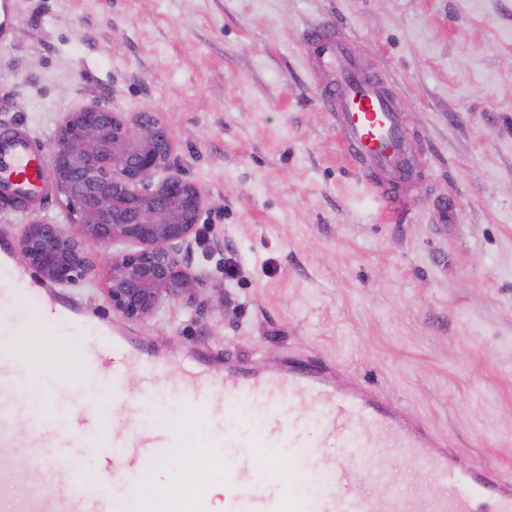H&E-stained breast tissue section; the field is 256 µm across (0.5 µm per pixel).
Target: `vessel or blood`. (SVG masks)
<instances>
[{
    "instance_id": "vessel-or-blood-1",
    "label": "vessel or blood",
    "mask_w": 512,
    "mask_h": 512,
    "mask_svg": "<svg viewBox=\"0 0 512 512\" xmlns=\"http://www.w3.org/2000/svg\"><path fill=\"white\" fill-rule=\"evenodd\" d=\"M340 28L311 30L305 45L309 67L339 132L355 172L386 213L396 221L407 215L404 191L417 171L406 139L405 107L384 76L362 65ZM47 156L27 130L0 134V202L25 207L46 194ZM9 288L0 289V327L10 340L0 343V447H17L13 419L34 373L22 340L29 320L8 305ZM68 363L96 375L112 373L114 397H122L124 369L140 366L145 416L163 411L158 400L164 364L139 359L126 344L102 331L91 341L69 346ZM186 403L220 405L234 394L256 402L262 414L259 431L245 419L214 420L205 439L206 452L174 471L169 485L157 488L152 473L160 460L196 447L183 428L146 426L133 434L113 432L98 406L73 398L82 413L78 425L64 422L40 431L28 443V457L43 474L42 486L18 492L20 474L12 460L0 458V512H210L205 488L194 485L198 466L223 472L229 489L225 512H512V483L493 470L467 465L455 452L437 448L430 433L407 420L389 401L367 389L352 387L314 362L250 372L229 365L216 371L199 354L180 369ZM309 403L322 408L325 424L315 434L294 411ZM393 445L413 459H425L437 491L419 503L407 493L383 496L361 485V473L372 449ZM99 449L98 478L82 477L86 451ZM285 448L294 469L288 477L265 478L259 468L262 451ZM336 448L335 465L321 467L323 484L312 470L320 449Z\"/></svg>"
}]
</instances>
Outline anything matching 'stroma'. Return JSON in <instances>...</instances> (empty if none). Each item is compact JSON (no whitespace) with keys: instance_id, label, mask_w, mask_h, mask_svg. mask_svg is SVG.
I'll return each instance as SVG.
<instances>
[{"instance_id":"35a3bbf8","label":"stroma","mask_w":512,"mask_h":512,"mask_svg":"<svg viewBox=\"0 0 512 512\" xmlns=\"http://www.w3.org/2000/svg\"><path fill=\"white\" fill-rule=\"evenodd\" d=\"M13 13L1 125L44 149L93 98L158 113L181 173L206 194L199 302L145 321L113 313L100 250L70 287L10 252L35 286L76 303L73 340L109 329L172 367L196 352L257 372L313 359L512 481V0H13ZM336 23L406 104L419 174L405 222L355 173L319 99L303 36ZM35 217L66 223L64 198L52 189L0 209V235L18 241ZM128 374L120 400L108 374L73 383L119 432L142 392L138 368ZM163 386L154 424L204 437L211 411ZM369 469L390 476L385 493L431 492L432 474L396 449H376Z\"/></svg>"}]
</instances>
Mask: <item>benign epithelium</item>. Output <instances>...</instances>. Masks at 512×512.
Returning a JSON list of instances; mask_svg holds the SVG:
<instances>
[{
  "label": "benign epithelium",
  "mask_w": 512,
  "mask_h": 512,
  "mask_svg": "<svg viewBox=\"0 0 512 512\" xmlns=\"http://www.w3.org/2000/svg\"><path fill=\"white\" fill-rule=\"evenodd\" d=\"M50 175L65 198L64 225H25L19 255L45 280L74 286L92 248L111 251L106 295L112 312L146 320L168 301L194 299L203 281L188 263L200 242L201 187L176 168L166 123L155 112L127 117L101 99L65 115L48 148Z\"/></svg>",
  "instance_id": "obj_1"
}]
</instances>
